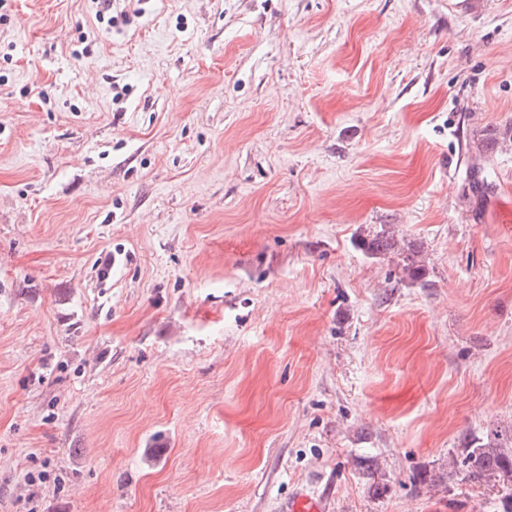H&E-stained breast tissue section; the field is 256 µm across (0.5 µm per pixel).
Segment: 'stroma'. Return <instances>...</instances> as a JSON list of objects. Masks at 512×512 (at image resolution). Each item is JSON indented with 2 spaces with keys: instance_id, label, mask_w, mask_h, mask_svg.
Masks as SVG:
<instances>
[{
  "instance_id": "stroma-1",
  "label": "stroma",
  "mask_w": 512,
  "mask_h": 512,
  "mask_svg": "<svg viewBox=\"0 0 512 512\" xmlns=\"http://www.w3.org/2000/svg\"><path fill=\"white\" fill-rule=\"evenodd\" d=\"M111 4L0 0V512H498L512 0ZM498 430L487 429L485 438L474 439L460 459L453 458L452 473L465 483L512 485V431L509 446ZM279 512H324V501L315 492L301 489L295 496L284 501Z\"/></svg>"
}]
</instances>
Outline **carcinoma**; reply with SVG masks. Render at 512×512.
<instances>
[{
    "label": "carcinoma",
    "instance_id": "1",
    "mask_svg": "<svg viewBox=\"0 0 512 512\" xmlns=\"http://www.w3.org/2000/svg\"><path fill=\"white\" fill-rule=\"evenodd\" d=\"M509 440L505 445L499 431L487 430L485 437L473 440L460 458L452 460V473L465 483L512 484V436Z\"/></svg>",
    "mask_w": 512,
    "mask_h": 512
}]
</instances>
